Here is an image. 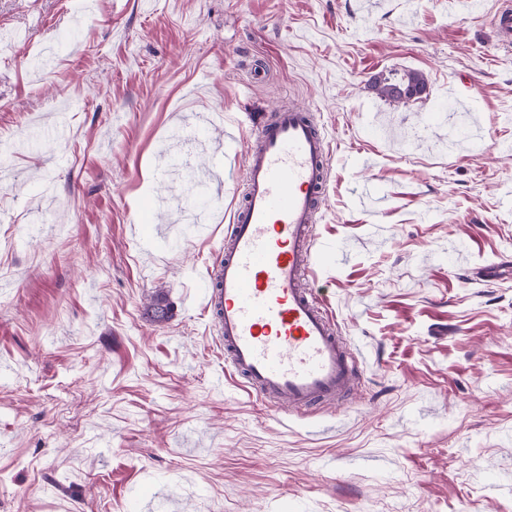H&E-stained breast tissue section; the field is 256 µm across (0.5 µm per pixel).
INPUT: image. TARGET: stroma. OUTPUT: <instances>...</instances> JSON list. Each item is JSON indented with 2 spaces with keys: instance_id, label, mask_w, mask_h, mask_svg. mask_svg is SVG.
I'll use <instances>...</instances> for the list:
<instances>
[{
  "instance_id": "obj_1",
  "label": "stroma",
  "mask_w": 512,
  "mask_h": 512,
  "mask_svg": "<svg viewBox=\"0 0 512 512\" xmlns=\"http://www.w3.org/2000/svg\"><path fill=\"white\" fill-rule=\"evenodd\" d=\"M497 0H0V512H512V52ZM415 70L421 99L372 90ZM291 103L357 391L276 412L195 289ZM386 202L360 205L361 173ZM219 168L203 191L190 172ZM154 203L162 232L139 222ZM494 265L495 280L476 269ZM163 293V324L144 314ZM490 24L495 32L498 47L510 52L512 49V5L510 1L498 2L491 14Z\"/></svg>"
}]
</instances>
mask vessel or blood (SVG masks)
<instances>
[{"instance_id":"vessel-or-blood-1","label":"vessel or blood","mask_w":512,"mask_h":512,"mask_svg":"<svg viewBox=\"0 0 512 512\" xmlns=\"http://www.w3.org/2000/svg\"><path fill=\"white\" fill-rule=\"evenodd\" d=\"M490 24L512 49V0H499ZM251 140L224 252L202 293L224 360L249 394L278 410L352 391L354 361L312 277L315 224L326 193L330 149L312 111L291 105L250 120Z\"/></svg>"}]
</instances>
